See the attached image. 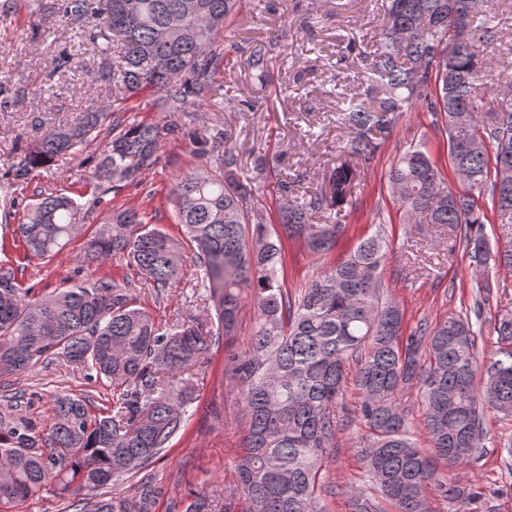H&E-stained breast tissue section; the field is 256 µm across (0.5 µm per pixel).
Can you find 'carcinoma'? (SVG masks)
<instances>
[{"instance_id":"carcinoma-1","label":"carcinoma","mask_w":512,"mask_h":512,"mask_svg":"<svg viewBox=\"0 0 512 512\" xmlns=\"http://www.w3.org/2000/svg\"><path fill=\"white\" fill-rule=\"evenodd\" d=\"M238 2L59 0L57 9L73 22L94 19L90 43L100 53L118 41V65L99 71L114 86V102L149 90L161 94L165 111L187 112L207 100L224 65L216 39ZM498 2L386 0L378 48L363 55L364 92L336 93V122L348 130L344 157L324 188L300 190V173L280 180L278 225L266 222L255 188L239 180L226 129L219 165L176 183L181 238L125 209L87 240L93 259L121 255L158 289L179 282L185 252L192 251L204 266L201 286L217 320L205 307L162 328L113 280L34 296L12 273L0 275V376L63 359L116 395L112 408L97 414L77 395H55L47 433L20 400L0 404V512L49 490L60 499L87 491L72 504L75 512H152L151 486L135 499L107 488L148 469L188 424L197 375L221 336L235 332L248 298L257 311L252 334L243 351L226 359L245 422L236 472L248 495L246 512H320L322 464L336 444V411L351 389L364 426L354 447L374 489L372 496L353 491L351 512H383L385 503L393 512H429L430 492L461 503L477 497L449 482L448 471L476 460L483 408L512 416V349L480 377L468 317L404 334V313L381 278L388 242L380 230L331 261L295 299L283 289L284 239L320 257L331 254L348 231L341 212L357 173L375 162L403 113L424 103L446 127L449 162L463 190L448 184L423 144L409 146L386 173L404 220L448 227L477 270L512 266V250L493 251L483 230L494 219L512 220V79L484 83ZM269 61V45L258 43L247 67L262 80ZM106 118L86 112L74 125L47 131L23 149L13 179L23 182L50 165ZM161 135L153 124L124 125L100 155L94 190L107 191L115 171L135 180L151 164ZM484 195L491 201L487 213L476 200ZM81 211L66 195L41 194L13 241L48 258L80 235ZM316 215L324 223H313ZM406 390L422 410L429 451L411 430L401 402ZM184 512L234 510L231 497L214 489L191 498Z\"/></svg>"}]
</instances>
